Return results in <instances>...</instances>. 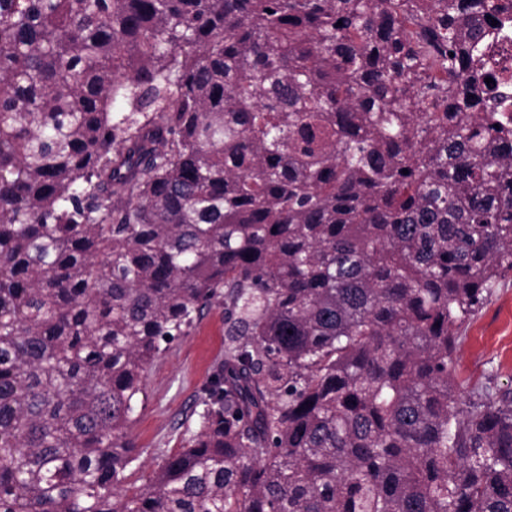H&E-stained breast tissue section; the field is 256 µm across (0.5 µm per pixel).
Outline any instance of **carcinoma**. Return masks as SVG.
I'll list each match as a JSON object with an SVG mask.
<instances>
[{
    "label": "carcinoma",
    "instance_id": "obj_1",
    "mask_svg": "<svg viewBox=\"0 0 512 512\" xmlns=\"http://www.w3.org/2000/svg\"><path fill=\"white\" fill-rule=\"evenodd\" d=\"M470 2L0 0V512H512V389L452 377L512 272ZM220 300L199 432L120 494Z\"/></svg>",
    "mask_w": 512,
    "mask_h": 512
}]
</instances>
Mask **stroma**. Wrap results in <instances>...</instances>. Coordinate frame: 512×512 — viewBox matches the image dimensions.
I'll return each instance as SVG.
<instances>
[{"instance_id":"1","label":"stroma","mask_w":512,"mask_h":512,"mask_svg":"<svg viewBox=\"0 0 512 512\" xmlns=\"http://www.w3.org/2000/svg\"><path fill=\"white\" fill-rule=\"evenodd\" d=\"M455 356L454 377L463 395L489 383H512V273L468 322ZM223 358L224 306L217 303L145 374L146 396L132 425L138 458L127 470L126 490L146 483L166 455L181 448L186 429L197 428L200 391Z\"/></svg>"}]
</instances>
